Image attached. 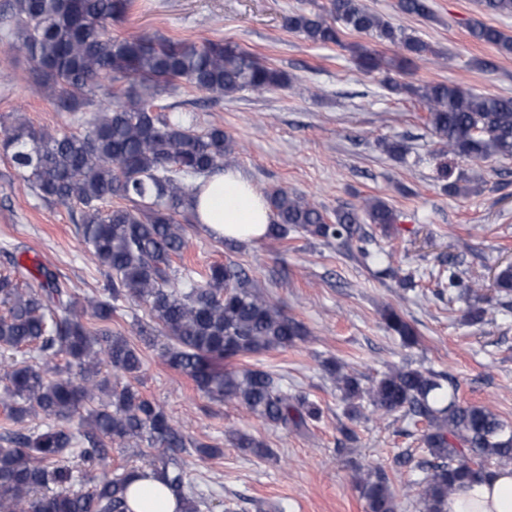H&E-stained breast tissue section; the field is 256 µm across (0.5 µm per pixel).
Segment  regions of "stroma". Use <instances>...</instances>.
<instances>
[{"label":"stroma","instance_id":"35a3bbf8","mask_svg":"<svg viewBox=\"0 0 512 512\" xmlns=\"http://www.w3.org/2000/svg\"><path fill=\"white\" fill-rule=\"evenodd\" d=\"M433 49L414 60L401 80L438 81L479 93L512 96V55L474 42L468 28L480 20L512 34V16L484 13L478 0H430L433 13L403 14L398 0H364ZM329 0H132L112 24L116 36L158 35L196 43L237 45L288 73L290 88L258 97L241 92L214 101L187 86L157 98L172 113L190 111L197 129L223 127L238 142L235 163L257 191L281 187L306 197L327 214L358 202L383 199L399 216L389 232L366 225L370 247L380 256L364 265L356 250L321 238L292 234L231 246L202 225L187 227L190 246L174 267L202 268L238 263L263 291L306 328V340L285 350L239 358L237 367L270 370L285 384L306 393L322 416L301 432L274 428L236 403L215 402L164 359L169 340L145 308L136 314L150 334L148 344L117 318L113 330L140 345L143 371L138 389L162 405L192 448L180 453L185 481L204 493L203 512H259V505L284 504L287 512H366L355 488L356 467H377L391 478L399 512H419L410 483L422 477L421 437L425 422L395 414L384 421L355 424L356 438L344 441L346 417L339 394L323 369L326 360L348 364L371 383L389 369L411 365L456 379L461 403L489 406L512 422V306L493 301L492 316L481 324L464 319L465 302L434 297L449 264L478 279L482 292L494 293L499 266L512 264V158L473 166L449 158L454 175L469 180L466 196H451L436 180L438 140L425 125L420 104L395 94L361 72L343 46L318 45L288 32V13L309 12ZM9 0H0V128L22 119L51 132L71 129V116L24 80V58L7 49L3 37L13 25ZM493 62L485 70L484 62ZM405 140L406 159L384 153L381 138ZM77 209L38 199L9 157L0 154V269L9 257L33 266L54 267L78 298L103 290L105 278L78 233ZM413 274L416 286L400 280ZM393 306L415 328L418 342L408 347L385 329L380 312ZM253 436L268 455L243 452L232 432ZM218 446L220 455L201 456L196 444ZM413 461L401 465L400 460ZM155 449L112 448L105 469L91 479L115 476L131 467L159 464Z\"/></svg>","mask_w":512,"mask_h":512}]
</instances>
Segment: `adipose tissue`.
Here are the masks:
<instances>
[{
    "instance_id": "obj_1",
    "label": "adipose tissue",
    "mask_w": 512,
    "mask_h": 512,
    "mask_svg": "<svg viewBox=\"0 0 512 512\" xmlns=\"http://www.w3.org/2000/svg\"><path fill=\"white\" fill-rule=\"evenodd\" d=\"M196 223L227 242H252L265 237L271 212L263 196L240 171L227 168L212 174L191 200ZM130 512H175V498L152 471L136 478L128 495ZM447 512H512V465L465 484L448 498Z\"/></svg>"
}]
</instances>
